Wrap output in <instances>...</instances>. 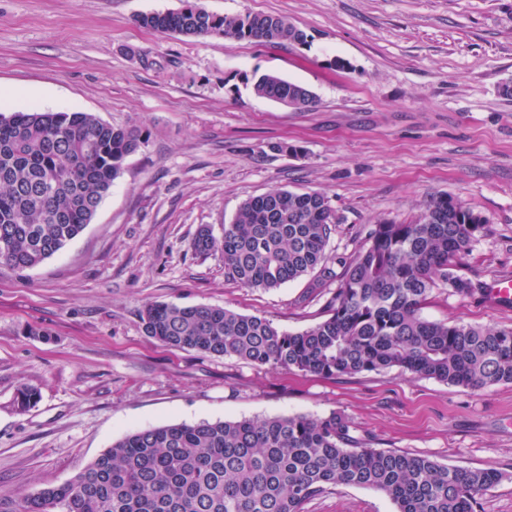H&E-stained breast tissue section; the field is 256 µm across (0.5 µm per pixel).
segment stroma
Wrapping results in <instances>:
<instances>
[{"mask_svg": "<svg viewBox=\"0 0 512 512\" xmlns=\"http://www.w3.org/2000/svg\"><path fill=\"white\" fill-rule=\"evenodd\" d=\"M219 14H279L304 46L162 34L139 15L183 0H0V111L90 112L137 130L139 148L91 222L39 266H0V512L58 486L128 433L176 423L345 414L380 448L505 479L482 512H512V385L463 390L399 370L341 379L169 348L149 304L219 306L297 332L325 317L304 276L273 290L224 276L222 238L247 199L322 192L329 251L364 224H406L429 196L465 202L487 227L465 277L512 279V0H202ZM275 73L311 89L300 112L252 91ZM299 154L289 153V146ZM434 321L512 326V306L435 289ZM39 394L22 411L20 386ZM305 512H395L339 486Z\"/></svg>", "mask_w": 512, "mask_h": 512, "instance_id": "obj_1", "label": "stroma"}]
</instances>
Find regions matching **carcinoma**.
<instances>
[{"instance_id":"carcinoma-1","label":"carcinoma","mask_w":512,"mask_h":512,"mask_svg":"<svg viewBox=\"0 0 512 512\" xmlns=\"http://www.w3.org/2000/svg\"><path fill=\"white\" fill-rule=\"evenodd\" d=\"M137 22L189 37L307 43L284 16L218 15L198 0ZM252 90L275 102L295 100L301 111L316 104L306 86L272 73ZM139 144L134 131L88 112L0 114V264L32 269L73 240ZM484 230L467 204L440 194L414 221L363 228L365 245L333 259L327 247L336 217L326 197L274 189L243 202L222 241L203 227L190 248L198 255L221 248L225 277L245 288L277 289L319 271L316 287L336 282L325 319L290 333L223 307L165 303L146 306L140 319L168 347L259 367L336 379L398 368L473 391L511 385V326L422 315L440 286L461 297L481 291L460 270ZM503 478L495 468L450 467L375 448L339 412L297 414L131 432L65 484L22 497L14 512H304L340 485L379 491L396 512H479Z\"/></svg>"}]
</instances>
